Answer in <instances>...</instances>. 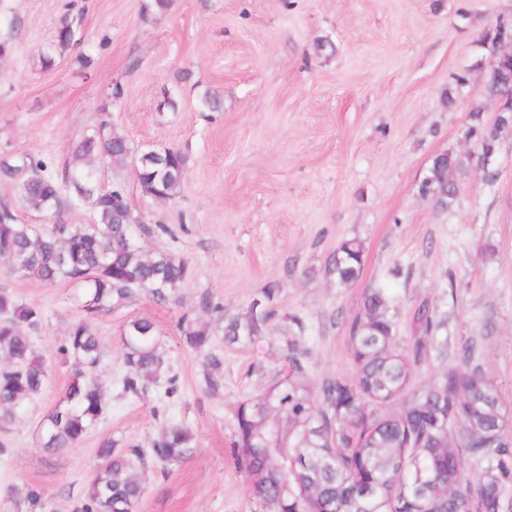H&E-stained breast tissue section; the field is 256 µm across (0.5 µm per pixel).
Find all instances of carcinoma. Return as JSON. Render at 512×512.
Returning <instances> with one entry per match:
<instances>
[{
  "label": "carcinoma",
  "mask_w": 512,
  "mask_h": 512,
  "mask_svg": "<svg viewBox=\"0 0 512 512\" xmlns=\"http://www.w3.org/2000/svg\"><path fill=\"white\" fill-rule=\"evenodd\" d=\"M512 23L488 29L481 45L496 46ZM78 25L66 14L49 48L37 53L39 68L49 71L57 59L75 48ZM512 89V60L485 72L483 103L472 108L465 134L475 149L436 155L421 181L419 193L451 209L458 196L454 172L485 169L512 131V103L487 122L485 105L497 104ZM204 112H219L222 99L210 89L199 97ZM143 149L126 138L112 137L101 122L74 145L61 170L32 155L3 154L0 172L20 176L17 198L28 209L57 213L62 205L90 210L88 224H25L15 207L0 201V257L19 278L47 285L65 281L81 290L84 318L74 323L57 348L59 360L73 367L64 395L43 421L41 447L53 455L70 448L95 428L103 411L97 378L101 346L92 320L126 305L138 294L166 304L191 277L187 258L170 251L145 253L141 236L167 235L165 224L140 222L125 197L120 172L131 166L142 190L160 202L173 199L183 182L187 154L159 148L155 163H138ZM363 245L340 241L325 273L340 288L360 275ZM280 290L269 283L248 310L224 322L228 344L252 343L277 315L274 299ZM41 310L0 291V421L12 420L24 402L46 386L48 370L34 355L28 331L42 323ZM415 335L410 349L396 347L390 304L379 288L366 290L361 307L349 323L348 355L352 378L316 382L302 363L300 345L286 344L291 373L278 378L254 398L234 409L235 457L249 479V493L259 512H512V433L501 412L498 391L482 367L464 352L423 387L410 391L413 371L427 357L426 341L439 327L435 312L422 303L413 315ZM181 341L204 355L210 371L223 365L211 350L214 326L196 314L177 322ZM127 371L125 394L137 397L159 383L165 359L152 320L129 321L123 333ZM193 432L173 426L144 450L131 441L116 448L105 438L98 454L103 464L92 478L75 512H135L144 485L135 468L149 463L162 471L182 464L194 448ZM484 461L473 478L471 461ZM26 512H44L41 492L29 487Z\"/></svg>",
  "instance_id": "cac0c4a2"
}]
</instances>
